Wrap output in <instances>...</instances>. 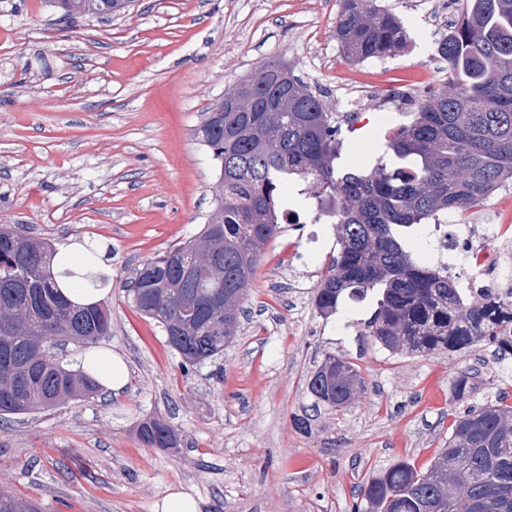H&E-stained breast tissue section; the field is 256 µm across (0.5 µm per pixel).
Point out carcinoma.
I'll return each instance as SVG.
<instances>
[{
    "mask_svg": "<svg viewBox=\"0 0 512 512\" xmlns=\"http://www.w3.org/2000/svg\"><path fill=\"white\" fill-rule=\"evenodd\" d=\"M131 0H56L65 20L110 17ZM336 39L353 62L391 57L407 46L402 19L375 0H343ZM448 82L415 102L412 119L387 139L370 169L335 165L341 127L321 95L293 70L288 82L266 61L236 90L215 100L195 129L216 168L215 198L202 233L137 269L129 294L156 320L184 368L224 352L262 246L281 229L288 186L301 180L336 212V256L315 289L328 318L345 299L373 296L368 335L392 353L431 356L490 345L512 356V292L461 288L448 265L431 266L408 246L412 229L448 213L465 214L512 181V0H465L439 44ZM56 246L0 225V417L50 410L92 398L99 385L54 359L56 343L91 347L112 334L103 304L80 306L59 291L51 270ZM333 376L315 369V405L342 411L361 371L334 353ZM456 400L476 389L454 379ZM150 448L180 447L177 429L158 415L137 426ZM0 512H39L0 492ZM350 512H512V394L454 415L448 446L419 469L394 461L360 485Z\"/></svg>",
    "mask_w": 512,
    "mask_h": 512,
    "instance_id": "1",
    "label": "carcinoma"
}]
</instances>
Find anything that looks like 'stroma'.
<instances>
[{"instance_id": "stroma-1", "label": "stroma", "mask_w": 512, "mask_h": 512, "mask_svg": "<svg viewBox=\"0 0 512 512\" xmlns=\"http://www.w3.org/2000/svg\"><path fill=\"white\" fill-rule=\"evenodd\" d=\"M342 0H133L122 17L60 19L54 0H0V224L62 244L112 248V334L125 360L120 395L99 393L0 421V492L42 512H154L183 487L199 512H350L358 486L396 460L428 467L458 410L453 380L477 371V399L512 388V358L484 347L429 357L392 354L365 336L372 298L328 318L313 294L336 254L332 224H288L262 250L232 343L183 373L157 322L125 283L143 263L198 236L215 164L194 130L207 107L265 61L320 88L343 123L339 165L370 167L408 122L387 101L420 98L448 79L437 52L458 0H377L403 20L408 46L377 79L336 41ZM459 237L508 225L512 182L476 210L440 216ZM365 383L342 411L294 425L307 378L326 352ZM158 414L180 448L144 445Z\"/></svg>"}]
</instances>
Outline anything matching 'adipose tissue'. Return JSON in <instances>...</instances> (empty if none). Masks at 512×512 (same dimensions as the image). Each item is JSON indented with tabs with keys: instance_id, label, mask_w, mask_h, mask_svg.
I'll return each mask as SVG.
<instances>
[{
	"instance_id": "ef3b65f1",
	"label": "adipose tissue",
	"mask_w": 512,
	"mask_h": 512,
	"mask_svg": "<svg viewBox=\"0 0 512 512\" xmlns=\"http://www.w3.org/2000/svg\"><path fill=\"white\" fill-rule=\"evenodd\" d=\"M94 261L96 282L77 281L75 287L64 289L63 294L72 301L96 304L102 302L110 291V250L101 240L84 238L61 247L54 260L55 273L83 272L87 261ZM74 371L89 374L100 388L119 394L128 383V369L123 358L106 347L92 348L78 355L72 364Z\"/></svg>"
}]
</instances>
